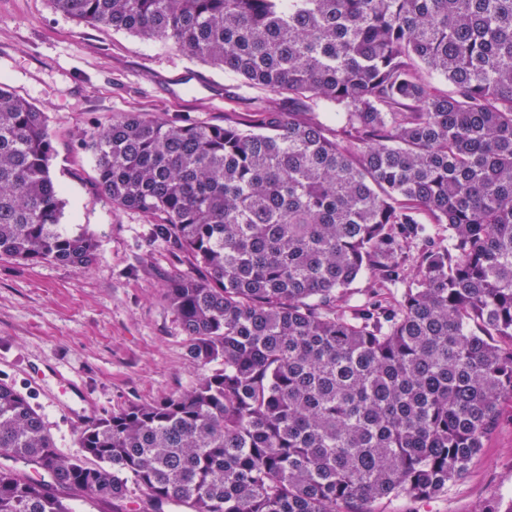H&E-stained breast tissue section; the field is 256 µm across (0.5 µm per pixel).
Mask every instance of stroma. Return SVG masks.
I'll use <instances>...</instances> for the list:
<instances>
[{
	"mask_svg": "<svg viewBox=\"0 0 512 512\" xmlns=\"http://www.w3.org/2000/svg\"><path fill=\"white\" fill-rule=\"evenodd\" d=\"M0 81L46 113L51 174L67 202L62 222L99 241L85 270L0 257V382L27 397L60 452L76 457L81 428L69 418L80 404L68 383L101 417L179 395L202 374L163 295L170 276L195 268L151 236L143 213L95 190L86 141L127 112L220 124L267 93L172 43L80 24L49 0H0ZM493 501H512L510 406L467 475L419 512H477Z\"/></svg>",
	"mask_w": 512,
	"mask_h": 512,
	"instance_id": "35a3bbf8",
	"label": "stroma"
}]
</instances>
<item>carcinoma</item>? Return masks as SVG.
Instances as JSON below:
<instances>
[{
  "instance_id": "cac0c4a2",
  "label": "carcinoma",
  "mask_w": 512,
  "mask_h": 512,
  "mask_svg": "<svg viewBox=\"0 0 512 512\" xmlns=\"http://www.w3.org/2000/svg\"><path fill=\"white\" fill-rule=\"evenodd\" d=\"M50 2L271 97L222 125L128 112L86 143L97 192L201 271L164 296L209 370L92 423L74 458L0 382V512L448 495L512 403V0ZM53 155L0 82V256L85 269L98 241L61 224Z\"/></svg>"
}]
</instances>
